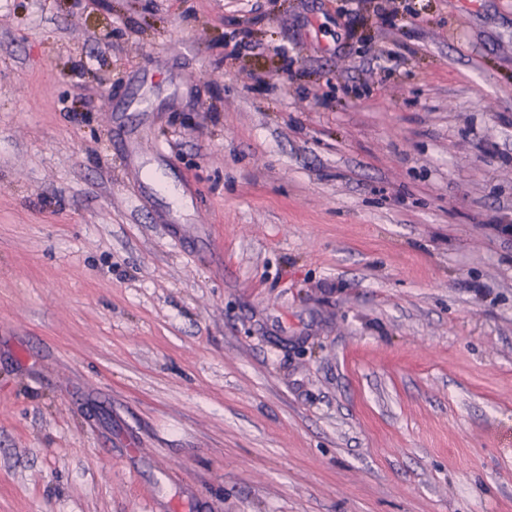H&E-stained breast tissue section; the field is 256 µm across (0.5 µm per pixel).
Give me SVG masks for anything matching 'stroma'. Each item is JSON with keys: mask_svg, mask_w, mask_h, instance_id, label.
I'll use <instances>...</instances> for the list:
<instances>
[{"mask_svg": "<svg viewBox=\"0 0 512 512\" xmlns=\"http://www.w3.org/2000/svg\"><path fill=\"white\" fill-rule=\"evenodd\" d=\"M512 0H0V512H512Z\"/></svg>", "mask_w": 512, "mask_h": 512, "instance_id": "stroma-1", "label": "stroma"}]
</instances>
